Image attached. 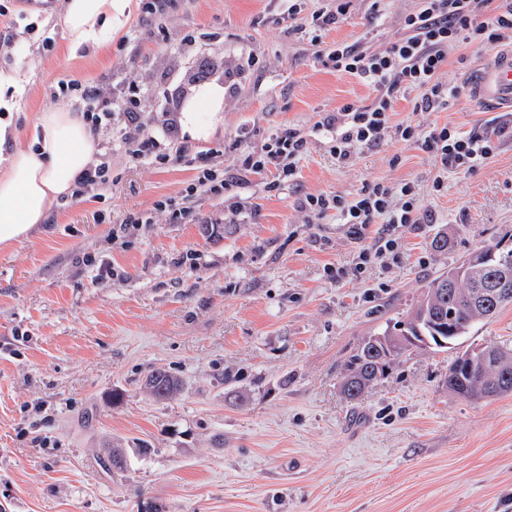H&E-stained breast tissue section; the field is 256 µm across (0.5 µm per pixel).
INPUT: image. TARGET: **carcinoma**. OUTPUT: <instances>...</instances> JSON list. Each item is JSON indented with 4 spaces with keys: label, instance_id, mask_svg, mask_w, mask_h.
I'll return each mask as SVG.
<instances>
[{
    "label": "carcinoma",
    "instance_id": "1",
    "mask_svg": "<svg viewBox=\"0 0 512 512\" xmlns=\"http://www.w3.org/2000/svg\"><path fill=\"white\" fill-rule=\"evenodd\" d=\"M495 258H486L480 248L431 279L409 316L386 327L384 343L374 349L371 338L364 339L348 361L341 392L359 400L384 379L392 365L417 347L411 338L426 337L425 347L456 350L448 364L445 385L456 396L468 401H487L512 392V348L487 343L477 348L460 347V341L483 321L512 305V279L504 291L492 298L479 299V286L497 281L504 269L512 273V248L497 241ZM146 386L157 399L180 391L173 374L157 370L146 378Z\"/></svg>",
    "mask_w": 512,
    "mask_h": 512
}]
</instances>
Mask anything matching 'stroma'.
<instances>
[{
	"mask_svg": "<svg viewBox=\"0 0 512 512\" xmlns=\"http://www.w3.org/2000/svg\"><path fill=\"white\" fill-rule=\"evenodd\" d=\"M154 3L149 14L133 0L111 44L72 54L64 0H0V31L22 10L34 25L0 45V72L27 76L15 146L37 112L70 109L75 79L198 154L149 164L115 151L103 196L51 201L29 240L0 251V512H512V394H450L452 351L406 353L360 402L340 392L362 340L405 319L426 281L512 236V112L470 88L493 48L451 53L442 79L460 93L447 110L415 111L419 93L407 92L384 141L340 162L316 123L374 93L322 52L384 51L418 0H303L297 29L279 21L284 0ZM319 10L338 12L336 25L317 27ZM205 87L223 99L198 137L178 99ZM401 123L417 137L401 139ZM446 124L497 150L438 191L440 162L418 136ZM288 127L307 141L292 180L243 170ZM202 166L223 173V191L195 199L193 221L169 223L160 204ZM376 182L411 184L423 219L392 231L394 258L358 274L377 233L354 239L336 210L315 216L300 201L349 200ZM157 368L181 379L179 394L145 392Z\"/></svg>",
	"mask_w": 512,
	"mask_h": 512,
	"instance_id": "1",
	"label": "stroma"
}]
</instances>
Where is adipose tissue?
<instances>
[{
	"label": "adipose tissue",
	"mask_w": 512,
	"mask_h": 512,
	"mask_svg": "<svg viewBox=\"0 0 512 512\" xmlns=\"http://www.w3.org/2000/svg\"><path fill=\"white\" fill-rule=\"evenodd\" d=\"M131 0H66L68 50L99 47L124 26ZM24 88L21 70L0 72V145L14 139L12 115ZM95 151L87 121L65 109L37 113L29 144L0 157V249L30 238L49 202L71 192Z\"/></svg>",
	"instance_id": "1"
}]
</instances>
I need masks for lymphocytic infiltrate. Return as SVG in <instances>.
<instances>
[{
	"label": "lymphocytic infiltrate",
	"mask_w": 512,
	"mask_h": 512,
	"mask_svg": "<svg viewBox=\"0 0 512 512\" xmlns=\"http://www.w3.org/2000/svg\"><path fill=\"white\" fill-rule=\"evenodd\" d=\"M419 2V7L404 19V35L384 52L370 53L343 43L329 49L327 57L337 70L359 77L375 93L370 104H348L323 113L318 121V128L335 133L332 151L338 160L349 159L354 147L378 145L389 128L398 100L407 91H419L420 111L447 109L450 98L457 94L442 80V70L452 51L473 44L493 47L512 37V0ZM115 130L113 142L104 145V152L116 148L144 162L157 159L164 148L182 158L188 155L186 146L177 141L165 143L140 132L136 115H127L125 126ZM305 143L304 136L293 128L273 133L261 153L245 157L244 166L249 170L271 166L281 179L292 178ZM422 147L439 159L442 172L473 169L495 152L490 138L463 135L448 126L428 131ZM304 206L316 215L336 210L359 239L377 220L402 227L419 223L421 212L414 188L407 183L396 196L385 185L375 183L349 201L310 195Z\"/></svg>",
	"instance_id": "obj_1"
}]
</instances>
